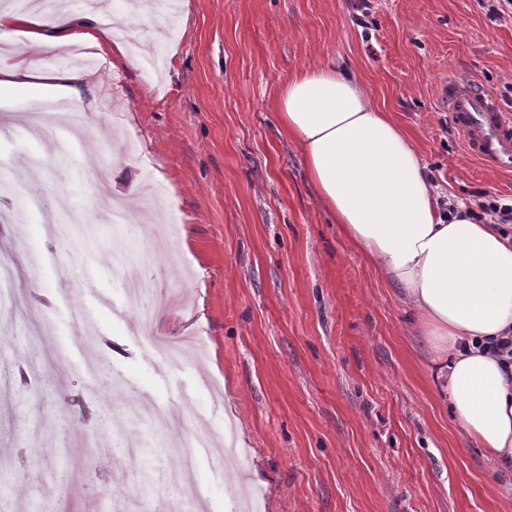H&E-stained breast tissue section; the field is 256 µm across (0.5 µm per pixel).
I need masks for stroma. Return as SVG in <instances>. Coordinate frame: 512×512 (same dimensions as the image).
<instances>
[{"mask_svg":"<svg viewBox=\"0 0 512 512\" xmlns=\"http://www.w3.org/2000/svg\"><path fill=\"white\" fill-rule=\"evenodd\" d=\"M166 39L142 25L156 74L99 60L70 106L89 132L87 159L105 165L96 182L72 184L80 225L94 239L93 260L117 293L108 304L124 327L93 323L79 356L34 382L33 343L64 345L56 303L18 287L0 296V375L13 408H0V448L16 474L0 490V512H39L45 498L63 512H151L158 485L126 462L120 448L142 435V409L118 376L151 372L175 426L209 415L208 438L224 434L234 412L245 433L237 477L225 499L261 498L253 512H506L512 473L500 471L464 437L435 380L431 345L412 322L400 291L344 236L323 207L299 147L278 127L277 89L299 69L333 60L356 70L376 103L421 153L430 178L451 199L473 205L488 191L512 195V183L466 152L439 96L465 76L512 107V20L492 18L480 0H177ZM162 181H155V174ZM140 180L177 230L170 242H117L99 207L108 177ZM54 261L63 300L82 303L90 278L60 256L57 234L16 240L0 226V254ZM142 275L144 301L163 307L157 290H185L187 303L160 327L139 319L124 287ZM37 309L30 320L14 300ZM195 335L206 353L194 365L159 368L143 337ZM103 353L106 376L85 372ZM205 376L222 403L193 385ZM49 415L44 443H29L32 404ZM103 452L75 456L84 435Z\"/></svg>","mask_w":512,"mask_h":512,"instance_id":"stroma-1","label":"stroma"}]
</instances>
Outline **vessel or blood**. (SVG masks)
<instances>
[{"label": "vessel or blood", "mask_w": 512, "mask_h": 512, "mask_svg": "<svg viewBox=\"0 0 512 512\" xmlns=\"http://www.w3.org/2000/svg\"><path fill=\"white\" fill-rule=\"evenodd\" d=\"M451 124L461 133L469 154L483 168L512 174V107L467 78L449 81L441 89Z\"/></svg>", "instance_id": "vessel-or-blood-1"}]
</instances>
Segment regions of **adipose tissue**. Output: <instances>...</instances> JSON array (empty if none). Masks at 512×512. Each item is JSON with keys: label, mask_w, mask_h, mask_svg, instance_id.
<instances>
[{"label": "adipose tissue", "mask_w": 512, "mask_h": 512, "mask_svg": "<svg viewBox=\"0 0 512 512\" xmlns=\"http://www.w3.org/2000/svg\"><path fill=\"white\" fill-rule=\"evenodd\" d=\"M101 13L0 9V112L18 100L74 96L82 73L50 67L43 52L73 44L132 65L141 39L132 14L108 0ZM40 57L17 52V43ZM279 125L302 149L321 202L350 241L394 283L430 336L439 387L463 434L512 472V374L481 350L512 328V240L472 219L446 215L411 138L379 109L360 76L331 62L298 70L277 92Z\"/></svg>", "instance_id": "obj_1"}]
</instances>
